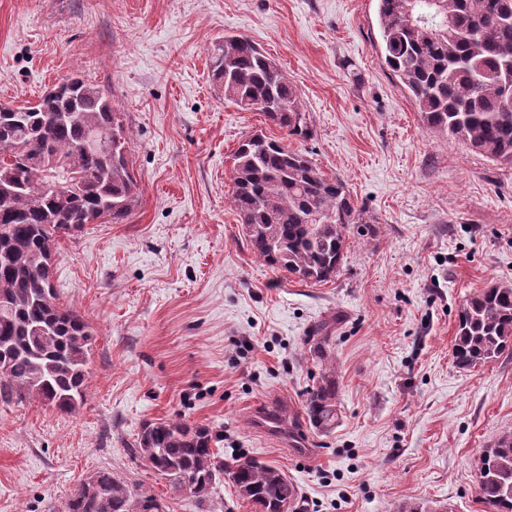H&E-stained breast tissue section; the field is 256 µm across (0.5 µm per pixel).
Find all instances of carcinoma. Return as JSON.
Masks as SVG:
<instances>
[{
  "label": "carcinoma",
  "instance_id": "obj_1",
  "mask_svg": "<svg viewBox=\"0 0 512 512\" xmlns=\"http://www.w3.org/2000/svg\"><path fill=\"white\" fill-rule=\"evenodd\" d=\"M385 66L408 93L426 127L463 142L496 165H512V0H377ZM224 100L288 132L307 137L295 88L281 66L246 36H227L211 58ZM0 400L29 398L65 413L85 400L92 332L59 304L57 242L88 224H123L137 202L128 138L111 94L79 77L36 101L0 104ZM231 202L252 253L298 282L336 275L346 236L374 219L355 206L346 183L328 177L306 152L263 133L233 153ZM325 371L303 410L319 431L336 425V373L327 327L318 328ZM512 354V287L485 288L457 313L453 359L473 369ZM205 426L148 422L130 451L169 486H197L204 505L228 476L256 512H279L298 491L278 467L244 455L224 459ZM488 512H512V434L474 459ZM94 490L76 487L66 512H166L163 499L136 492L109 470Z\"/></svg>",
  "mask_w": 512,
  "mask_h": 512
}]
</instances>
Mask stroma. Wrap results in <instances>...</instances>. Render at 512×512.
<instances>
[{
  "mask_svg": "<svg viewBox=\"0 0 512 512\" xmlns=\"http://www.w3.org/2000/svg\"><path fill=\"white\" fill-rule=\"evenodd\" d=\"M233 34L280 64L309 138L218 93L210 57ZM379 42L377 0H0V103L72 76L110 89L139 184L126 223L58 245L59 301L93 334L86 400L72 414L0 401V512H64L101 470L198 512L129 450L167 420L280 468L290 512H485L473 461L512 433V356L465 370L452 349L463 301L512 286V167L427 129ZM259 130L375 219L328 281L299 283L246 242L232 155ZM325 322L340 415L322 434L302 405ZM268 410L284 434L255 432Z\"/></svg>",
  "mask_w": 512,
  "mask_h": 512,
  "instance_id": "35a3bbf8",
  "label": "stroma"
}]
</instances>
